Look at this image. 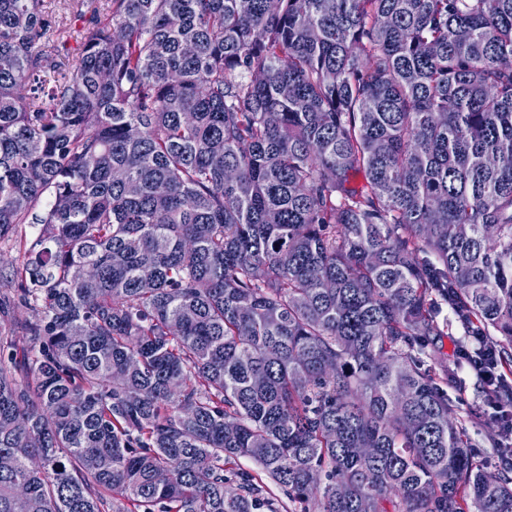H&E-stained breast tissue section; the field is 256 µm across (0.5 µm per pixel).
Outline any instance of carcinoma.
<instances>
[{
    "mask_svg": "<svg viewBox=\"0 0 512 512\" xmlns=\"http://www.w3.org/2000/svg\"><path fill=\"white\" fill-rule=\"evenodd\" d=\"M67 42L0 0V512H512L436 363L463 327L508 423L512 0H109Z\"/></svg>",
    "mask_w": 512,
    "mask_h": 512,
    "instance_id": "cac0c4a2",
    "label": "carcinoma"
}]
</instances>
